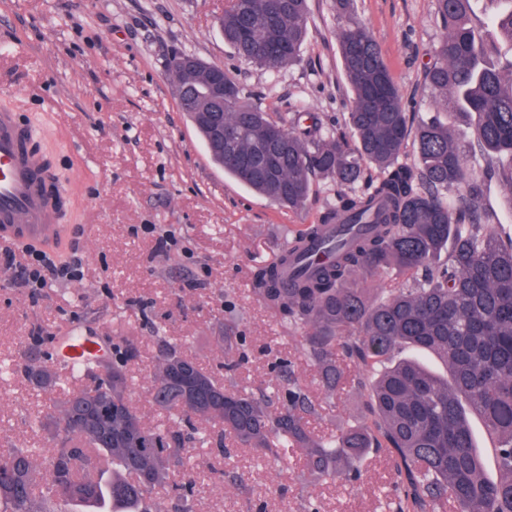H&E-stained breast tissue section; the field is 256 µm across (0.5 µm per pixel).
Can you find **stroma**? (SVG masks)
Listing matches in <instances>:
<instances>
[{
  "label": "stroma",
  "instance_id": "obj_1",
  "mask_svg": "<svg viewBox=\"0 0 512 512\" xmlns=\"http://www.w3.org/2000/svg\"><path fill=\"white\" fill-rule=\"evenodd\" d=\"M228 0H0V111L15 113L31 146L67 202L56 237L41 244L59 264L81 252L78 277L56 281L39 296L19 287L0 251V448L42 442L32 426L39 402L4 363L35 332L106 335L118 322L135 338L140 356L131 367L136 401L148 423L160 421L145 388L155 363L157 337L185 342L189 354L225 383L254 387L276 379L288 360L321 406L311 426L324 431L363 412L352 384L329 394L273 313L254 298L252 274L285 247L290 231L311 223L336 199L340 185L320 179L308 208L274 206L225 174L180 112L168 60L192 53L229 74L284 120L319 113L324 123L344 121L350 108L331 0H311L300 63L271 72L237 62L225 45L219 18ZM352 15L380 43L404 101L417 118L431 114L435 95L426 85L428 52L443 30L436 0H354ZM480 156L470 173L483 180V204L512 233V192L484 177ZM246 338L249 359L225 370L217 336L224 305ZM204 476L194 512H303L308 498L324 512H380L379 498L396 480L386 457L369 456L355 485L299 479L253 461L235 463L246 489L210 474L212 457L196 449Z\"/></svg>",
  "mask_w": 512,
  "mask_h": 512
}]
</instances>
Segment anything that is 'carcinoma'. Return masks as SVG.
I'll return each mask as SVG.
<instances>
[{
	"instance_id": "1",
	"label": "carcinoma",
	"mask_w": 512,
	"mask_h": 512,
	"mask_svg": "<svg viewBox=\"0 0 512 512\" xmlns=\"http://www.w3.org/2000/svg\"><path fill=\"white\" fill-rule=\"evenodd\" d=\"M352 2L334 0L350 135L307 111L289 126L273 120L226 72L224 128L236 135V154L222 166L290 210L307 206L319 177L347 187L255 271L252 292L288 325L327 391L343 379L341 362L358 368L354 386L367 414L319 434L310 418L320 405L291 371L273 392L238 389L163 336L148 397L165 421L150 425L128 369L139 348L120 326L110 327L109 358H91L79 375L45 355L37 337L17 366L36 395L59 392L37 416L50 448H0V512H58L55 501L112 504L100 512H191L190 459L204 446L222 461L236 446L275 466L298 454L307 479L348 483L359 480L368 455L385 451L397 475L389 512L445 504L453 512H512V236L491 229L481 181L467 178L466 168L467 155L479 151L488 158L485 175L512 191V165L495 164L501 154L512 157V62L485 65L495 41L512 43V0H497L501 9L479 25L469 19L474 0H437L445 32L428 53L426 81L436 107L475 117L473 146L436 118L410 124L377 39L350 18ZM309 18V0H231L220 26L238 61L279 69L299 62ZM198 65L187 71L174 57L168 71L195 85L204 102L202 76L212 65ZM274 132L280 146L259 152ZM409 142L412 163L401 160ZM390 270L413 284L371 299L367 284ZM220 341L234 357L225 369L246 361L238 324L224 321ZM401 347L437 352L449 378L413 361L385 365ZM461 396L499 438L496 481L484 474ZM109 468L107 484L98 475ZM166 487L167 502L157 497Z\"/></svg>"
}]
</instances>
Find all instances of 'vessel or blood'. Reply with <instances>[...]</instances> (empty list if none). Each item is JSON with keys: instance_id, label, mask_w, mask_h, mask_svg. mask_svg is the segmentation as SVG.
<instances>
[{"instance_id": "1", "label": "vessel or blood", "mask_w": 512, "mask_h": 512, "mask_svg": "<svg viewBox=\"0 0 512 512\" xmlns=\"http://www.w3.org/2000/svg\"><path fill=\"white\" fill-rule=\"evenodd\" d=\"M29 137L13 113L0 111V239L25 245L57 233L54 214L63 196L29 148ZM97 349V339L70 336L62 353L70 366L78 367Z\"/></svg>"}]
</instances>
